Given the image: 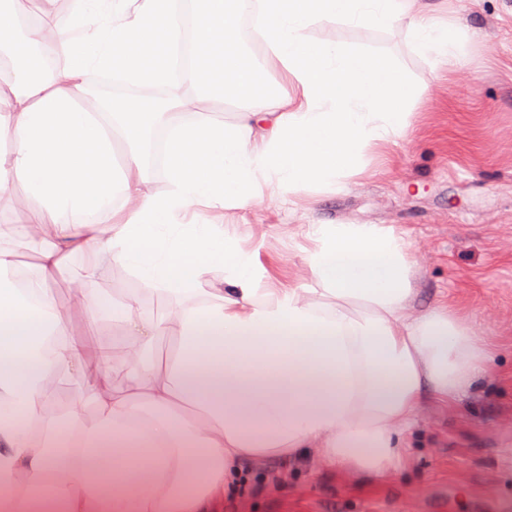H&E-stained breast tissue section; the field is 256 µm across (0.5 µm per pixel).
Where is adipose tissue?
<instances>
[{
	"instance_id": "1",
	"label": "adipose tissue",
	"mask_w": 512,
	"mask_h": 512,
	"mask_svg": "<svg viewBox=\"0 0 512 512\" xmlns=\"http://www.w3.org/2000/svg\"><path fill=\"white\" fill-rule=\"evenodd\" d=\"M74 0L75 23L27 62L37 27L16 34L0 7V46L16 78L0 91V195L23 183L40 205L0 248V512H215L244 479L240 464L312 453L329 470L377 478L398 470L392 436L426 399L455 402L483 374L488 346L449 305L416 308L410 243L375 224H311L303 260L313 285L276 288L209 210L263 192L338 186L363 151L400 136L412 90L380 58L317 46L318 20L407 22L419 50L456 65L462 37L420 0H192L198 35L188 82L168 66L179 34L174 0ZM270 46L242 51L240 15ZM165 96L81 105L88 70ZM280 70L300 102L271 85ZM232 104L224 121L170 124L168 187L147 190L146 131L186 87ZM34 252L24 287L9 280L18 249ZM89 325L111 317L122 360L89 357L69 339L47 284L76 258ZM125 268L167 302L95 288L96 258ZM174 346L159 359L163 338ZM82 407L52 409L46 379L81 383ZM94 459L86 467L85 459Z\"/></svg>"
}]
</instances>
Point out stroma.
<instances>
[{
    "instance_id": "obj_1",
    "label": "stroma",
    "mask_w": 512,
    "mask_h": 512,
    "mask_svg": "<svg viewBox=\"0 0 512 512\" xmlns=\"http://www.w3.org/2000/svg\"><path fill=\"white\" fill-rule=\"evenodd\" d=\"M468 34L456 66L424 55L406 23L389 28L321 20L317 45L384 57L415 93L409 127L341 189L266 195L225 211L265 280L310 282L295 234L304 224H375L411 243L418 307L445 301L486 336L491 356L450 405L426 402L404 443L406 464L373 480L293 460L248 461V480L221 512H494L512 501V0H424Z\"/></svg>"
}]
</instances>
